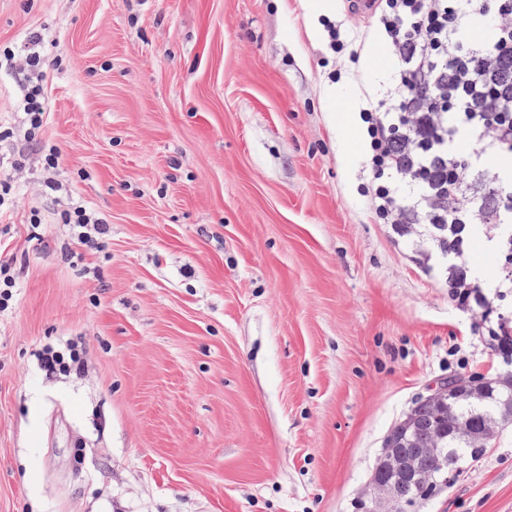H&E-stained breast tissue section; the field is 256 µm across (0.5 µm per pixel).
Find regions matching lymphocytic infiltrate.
Wrapping results in <instances>:
<instances>
[{
    "label": "lymphocytic infiltrate",
    "instance_id": "1",
    "mask_svg": "<svg viewBox=\"0 0 512 512\" xmlns=\"http://www.w3.org/2000/svg\"><path fill=\"white\" fill-rule=\"evenodd\" d=\"M492 20L490 37L476 34ZM323 46L336 58L330 82L352 79L358 86L363 152L360 188L376 224L404 226L394 236L427 275L441 269L437 240L457 241L454 264L469 262L467 229L481 225L495 252L512 249L500 227L512 223V177L492 174L490 161L512 153V0H375L364 35L353 37L340 16H320ZM382 43L392 62L386 83L377 85L353 63ZM19 69V68H18ZM17 107L26 141L47 113L39 52L19 69ZM470 152H461L460 142ZM71 236L97 245L109 227L71 199L62 213ZM84 351L66 341L39 353L49 375L81 374Z\"/></svg>",
    "mask_w": 512,
    "mask_h": 512
}]
</instances>
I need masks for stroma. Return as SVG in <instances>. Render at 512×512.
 Listing matches in <instances>:
<instances>
[{
	"label": "stroma",
	"instance_id": "obj_1",
	"mask_svg": "<svg viewBox=\"0 0 512 512\" xmlns=\"http://www.w3.org/2000/svg\"><path fill=\"white\" fill-rule=\"evenodd\" d=\"M326 12L0 0V49L48 46L37 138L62 154L27 150L0 215V512H402L370 486L388 431L429 385L503 370L447 275L367 217ZM50 177L102 250L69 246ZM76 337L84 374L47 377L37 353ZM415 512H512V424ZM62 223L67 224L71 236L80 244L95 246L109 232V225L102 218L96 217L87 209L79 198L71 199L68 207L62 213ZM18 275L10 260L0 261V314L9 309L18 288Z\"/></svg>",
	"mask_w": 512,
	"mask_h": 512
}]
</instances>
